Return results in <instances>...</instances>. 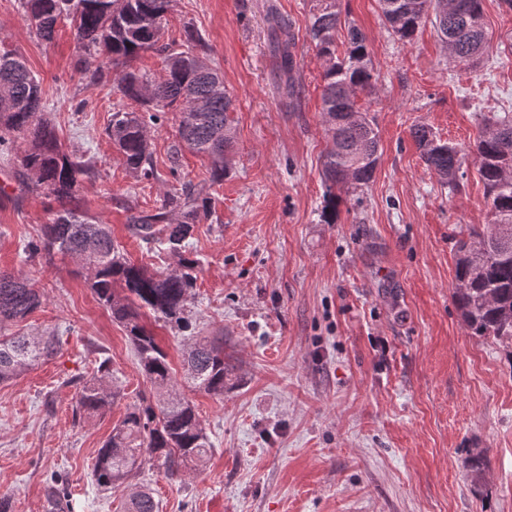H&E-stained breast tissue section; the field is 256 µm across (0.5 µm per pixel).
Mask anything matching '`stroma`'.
Wrapping results in <instances>:
<instances>
[{"mask_svg": "<svg viewBox=\"0 0 512 512\" xmlns=\"http://www.w3.org/2000/svg\"><path fill=\"white\" fill-rule=\"evenodd\" d=\"M315 4L171 2L164 40L180 46L188 26L200 34V56L235 97L236 149L187 250L198 262L191 327L144 317L213 449L181 478L148 465L138 482L160 512H512V345L471 335L453 300L456 244L491 220L473 146L485 117L512 113V9L484 0L489 49L471 66L449 59L431 22L404 42L377 0H340L337 42L351 26L367 37L376 89L358 104L378 131L380 158L367 187L337 189L336 221L326 224L323 62L308 35ZM272 6L295 37L292 107L270 48ZM0 47L24 57L45 119L66 151L96 169L77 206L108 224L133 262L174 269L176 257L134 236L128 217L209 177L207 158L172 154L177 110L150 127L154 177L137 176L107 134L113 112L137 105L79 68L85 53L68 22L47 42L25 22L20 0H0ZM418 123L460 149L457 191L422 162L411 134ZM0 178V271L21 274L43 295L4 333L62 342L56 356L0 384V495L12 512H45V481L58 472L73 512H127L126 491L98 488L92 470L150 385L78 263L26 252L57 202L33 191L14 156L0 153ZM197 334L224 338L236 385L223 397L183 379ZM104 361L117 397L76 419L75 395ZM480 450L489 470L477 484L468 458Z\"/></svg>", "mask_w": 512, "mask_h": 512, "instance_id": "1", "label": "stroma"}]
</instances>
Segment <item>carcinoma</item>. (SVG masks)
<instances>
[{
    "label": "carcinoma",
    "mask_w": 512,
    "mask_h": 512,
    "mask_svg": "<svg viewBox=\"0 0 512 512\" xmlns=\"http://www.w3.org/2000/svg\"><path fill=\"white\" fill-rule=\"evenodd\" d=\"M171 0H24V18L45 41L56 25L68 19L80 43L99 60L91 79L114 76L123 97L142 111L112 113L108 136L125 167L145 178L153 175L148 126L157 113L177 107V137L172 159L187 148L210 160L211 182L224 180L228 157L236 144L231 119L232 96L218 74L197 65L202 39L185 27V49L162 43L163 21ZM390 30L409 40L420 24L434 17V27L450 59L476 62L486 51L483 0H378ZM341 23L339 0H317L308 34L324 61L322 112L329 145L323 161V222L336 223L338 185L361 188L370 183L379 160L374 123L359 111L357 98L375 90L366 36L348 29L347 47L337 54L336 29ZM280 70L293 78L297 67L290 36H275ZM149 50L166 54L165 71L153 77L132 65ZM39 82L26 61L0 49V151H19L21 168L32 174L33 187L60 204L43 225L40 238L27 246L32 255L62 253L77 259L90 273V288L112 318L126 331L149 394L127 409L97 451L93 470L103 490L129 492V512H159V502L136 483L146 464L174 477L190 464H202L210 444L194 404L173 382L168 356L142 321V310L179 329L191 326L188 305L198 262L185 256L194 225L210 207L208 186L188 183L167 192L159 206L130 216L134 233L144 242L161 241L178 258V268L158 275L125 257L108 225L87 217L73 205L81 178L91 166L68 154L54 126L43 118ZM426 168L453 191L459 187L462 161L456 145L443 141L425 125L412 129ZM479 173L491 223L482 232L459 240L453 295L472 335L512 344V116L483 120L476 141ZM42 304L27 280L0 271V326L24 320ZM184 358L186 379L199 392L221 398L234 386L224 359V337L191 336ZM57 352L54 336H11L0 339V383L23 373ZM116 397L94 378L76 394L75 413L100 412ZM64 483L55 477L46 488L47 512H65Z\"/></svg>",
    "instance_id": "cac0c4a2"
}]
</instances>
